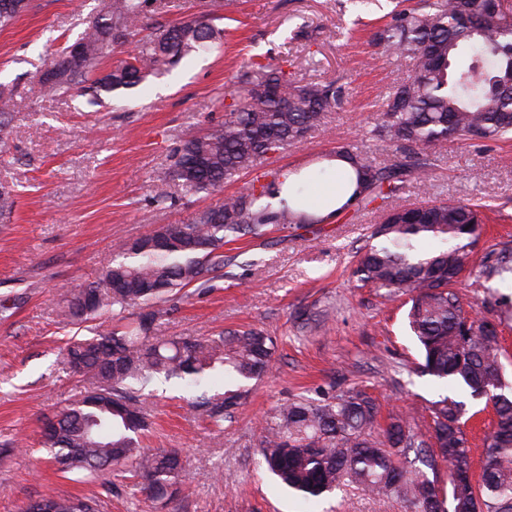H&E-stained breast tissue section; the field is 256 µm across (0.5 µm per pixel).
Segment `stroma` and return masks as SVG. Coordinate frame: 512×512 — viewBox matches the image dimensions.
I'll list each match as a JSON object with an SVG mask.
<instances>
[{
	"label": "stroma",
	"mask_w": 512,
	"mask_h": 512,
	"mask_svg": "<svg viewBox=\"0 0 512 512\" xmlns=\"http://www.w3.org/2000/svg\"><path fill=\"white\" fill-rule=\"evenodd\" d=\"M229 2L219 22L224 38L212 51L135 89L101 93L95 104L73 92L44 94L35 74L80 36L99 0H32L28 12L0 30V82L18 91L12 136L0 151V182L18 190L13 213L0 221V512H24L49 489L101 493L103 512H405L397 499L352 487L304 499L264 470L259 450L268 415L332 386L364 388L379 405V423L406 417L427 442V403L442 395L464 401L477 412L468 424L473 460L483 461L492 411L461 387L417 375L420 352L406 297H387L355 272V254L379 220L369 207L300 235L285 229L225 245L223 275L157 323L154 334L162 339L255 327L275 343L270 374L223 431L190 410V395L179 386L144 390L151 422L145 445L178 449L187 462L177 499L166 505L147 500L120 476L113 477L111 493H102L99 483L57 472L40 448L44 419L84 392L59 351L72 338L91 335L86 325L62 322L56 289L93 280L115 239L190 221L216 203V196L189 197L172 183L166 201L156 204L153 177L170 166L188 133L223 122L224 96L249 58L287 61L294 81H338L348 96L319 130L225 183L221 195L242 192L264 173L296 170L302 174L296 188L315 212L326 187L344 178V168L327 162L331 152L350 147L380 163L390 158V148L370 129L387 92L412 66L370 44L377 14L354 21L342 0ZM431 163L430 178L409 182L401 203L481 205L486 222L472 265L478 269L512 252V141L447 143L432 149ZM458 291L465 305L499 318L502 364L512 381V279L465 276Z\"/></svg>",
	"instance_id": "1"
}]
</instances>
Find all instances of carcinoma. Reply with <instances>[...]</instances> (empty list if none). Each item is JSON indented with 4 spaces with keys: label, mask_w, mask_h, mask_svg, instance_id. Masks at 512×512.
Returning a JSON list of instances; mask_svg holds the SVG:
<instances>
[{
    "label": "carcinoma",
    "mask_w": 512,
    "mask_h": 512,
    "mask_svg": "<svg viewBox=\"0 0 512 512\" xmlns=\"http://www.w3.org/2000/svg\"><path fill=\"white\" fill-rule=\"evenodd\" d=\"M151 0H102L99 13L78 39L81 50L65 46L53 71L38 82L48 93L69 92L99 72L101 60L116 44L144 31ZM356 18L384 9L379 0H347ZM224 0H207L198 17L154 26L138 50L89 86L94 92L137 87L152 74L170 71L184 58L220 38L213 21ZM30 8V0H0V30ZM371 43L397 60L410 61L413 74L385 96L373 135L395 147L387 163L347 148L335 157L352 169L346 200L330 213L337 218L351 208L374 203L381 222L373 225L369 245L357 261L362 279L390 296L408 297L407 319L420 350L418 370L464 387L486 401L496 426L486 438V459L479 479L472 472V442L466 424L480 411L448 396L430 403L439 453L425 450L410 422L393 419L374 434L375 400L352 387L315 402L298 397L280 406L266 426L262 460L283 486L304 498L321 497L354 485L371 496L396 498L410 512H512V384L505 377L495 321L468 319L455 285L470 266V247L481 224L472 205L433 202L419 206L386 203L399 197L412 178L428 175L432 147L456 140L493 142L512 137V16L499 0H417L400 2L381 16ZM472 62L457 64L462 48ZM16 88L0 83V143L10 135L11 102ZM346 87L336 82L300 85L281 63L248 61L238 72L224 104V122L185 137L173 164L157 181L177 183L189 195L221 190L224 181L250 171L261 159L302 141L342 109ZM298 171L277 170L271 180L251 184L199 212L186 224H161L135 239L120 238L95 279L66 288L59 307L62 320L85 323L103 313L112 324L91 338L61 349L63 364L79 375L85 391L57 413L58 427L41 434L40 444L58 469L101 479L94 462L130 474L143 495L174 497L185 477L175 449L141 446L146 413L136 386L175 380L201 394L190 406L216 427L224 426L249 397L250 383L272 369L273 340L257 330L210 337L161 340L151 332L170 314L167 302L183 289L203 286L224 269V245L244 236H262L272 227L321 224L295 198L291 183ZM13 186L0 183V216L13 212ZM425 242L441 247L420 249ZM512 272V256L503 255L482 269L490 280ZM224 373V391L206 389L210 375ZM423 458L430 470L448 468L452 510L445 508L435 480L409 459ZM42 498L58 512H100L95 496Z\"/></svg>",
    "instance_id": "1"
}]
</instances>
